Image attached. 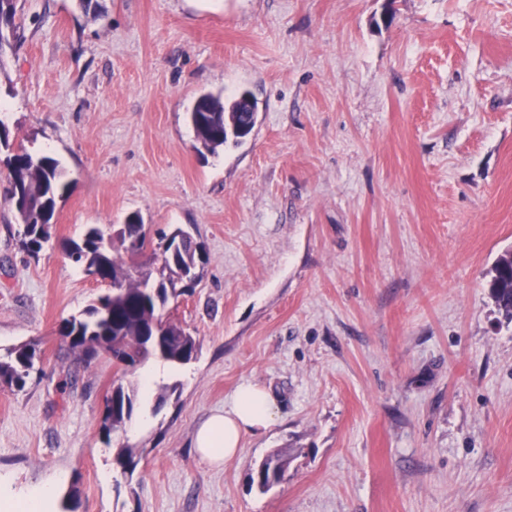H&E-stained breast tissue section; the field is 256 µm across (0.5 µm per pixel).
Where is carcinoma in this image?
<instances>
[{
	"mask_svg": "<svg viewBox=\"0 0 512 512\" xmlns=\"http://www.w3.org/2000/svg\"><path fill=\"white\" fill-rule=\"evenodd\" d=\"M258 106L252 95L244 91L229 100L224 93L201 94L189 112V121L200 147L214 153L228 142L241 144L252 132L257 121ZM8 170V187L4 202L15 214L22 227L21 244L29 255H37L50 240L52 219L56 205L68 188L64 171L57 159L35 156L23 146L5 160ZM22 194L31 199V206L19 209L15 197ZM121 244L137 242L139 251L151 245L141 217L133 212L125 224L116 231ZM167 234L159 233V243L152 250L157 266L140 270L132 275L127 261L137 253H128L129 259L112 251L104 233L97 226L87 229L81 241L66 244L65 252L71 262L84 273H95L109 282L117 291L100 296L79 316L63 320L58 329L67 343L68 350L84 361H91L101 354H110V343L115 338L124 341L126 358L124 367L157 357L174 369L195 360L200 350L196 337L176 323L164 320L161 311L172 298L194 287L201 278L207 256L203 247L192 235L182 229L175 230L171 244H165ZM195 270L191 282H185L183 274ZM490 295L498 313L512 321V250L501 253L494 265L490 280ZM166 324L167 336L148 349L146 343L153 323ZM38 357L36 344L21 343L7 350L0 359V386L21 391L27 384L30 370ZM141 409L138 388L122 383L113 385L107 400L101 424L105 442H111V432L130 423ZM116 463L125 474H133L139 458L136 449L124 446L115 455ZM287 455L276 452L268 455L251 474V482L266 491L281 482L288 470Z\"/></svg>",
	"mask_w": 512,
	"mask_h": 512,
	"instance_id": "carcinoma-1",
	"label": "carcinoma"
}]
</instances>
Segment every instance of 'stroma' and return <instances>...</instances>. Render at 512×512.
<instances>
[{"label": "stroma", "mask_w": 512, "mask_h": 512, "mask_svg": "<svg viewBox=\"0 0 512 512\" xmlns=\"http://www.w3.org/2000/svg\"><path fill=\"white\" fill-rule=\"evenodd\" d=\"M98 3L16 0L0 51V121L68 184L35 256L0 201V354L39 349L0 387V503L50 482V512H512V323L488 288L512 250V0ZM210 91L259 108L214 154L187 120ZM132 212L207 253L166 309L201 353L106 441L140 373L69 354L59 324L111 286L63 246ZM247 381L276 422L208 467L194 430ZM37 357V347L32 342L9 348L5 357L0 359V386L23 390ZM140 409L138 388L131 384L114 383L100 428L104 440H110L111 432L130 423ZM287 455L276 452L268 455L251 474V482L260 490L266 491L281 482L288 470Z\"/></svg>", "instance_id": "35a3bbf8"}]
</instances>
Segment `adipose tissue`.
I'll use <instances>...</instances> for the list:
<instances>
[{
  "label": "adipose tissue",
  "mask_w": 512,
  "mask_h": 512,
  "mask_svg": "<svg viewBox=\"0 0 512 512\" xmlns=\"http://www.w3.org/2000/svg\"><path fill=\"white\" fill-rule=\"evenodd\" d=\"M276 419L275 402L262 387L237 386L223 410L210 413L196 427L193 448L198 459L210 466L234 460L243 439L268 430Z\"/></svg>",
  "instance_id": "adipose-tissue-1"
}]
</instances>
